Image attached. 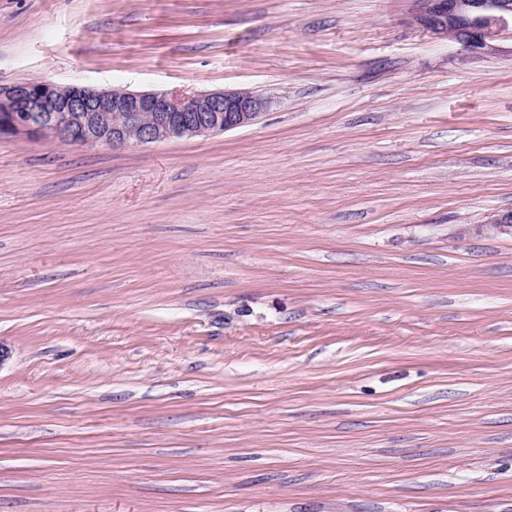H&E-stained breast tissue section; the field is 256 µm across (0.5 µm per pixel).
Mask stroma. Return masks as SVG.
I'll list each match as a JSON object with an SVG mask.
<instances>
[{"label": "stroma", "instance_id": "35a3bbf8", "mask_svg": "<svg viewBox=\"0 0 512 512\" xmlns=\"http://www.w3.org/2000/svg\"><path fill=\"white\" fill-rule=\"evenodd\" d=\"M413 0H0V84L271 95L0 137V512H512V28ZM411 20L432 36L448 37L467 50H494L501 29L512 27L511 0H414Z\"/></svg>", "mask_w": 512, "mask_h": 512}]
</instances>
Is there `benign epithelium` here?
<instances>
[{
    "mask_svg": "<svg viewBox=\"0 0 512 512\" xmlns=\"http://www.w3.org/2000/svg\"><path fill=\"white\" fill-rule=\"evenodd\" d=\"M411 20L473 53L491 51L512 27V0H414ZM273 98L252 91L132 92L82 85H0V136L123 148L225 132L256 123Z\"/></svg>",
    "mask_w": 512,
    "mask_h": 512,
    "instance_id": "benign-epithelium-1",
    "label": "benign epithelium"
}]
</instances>
